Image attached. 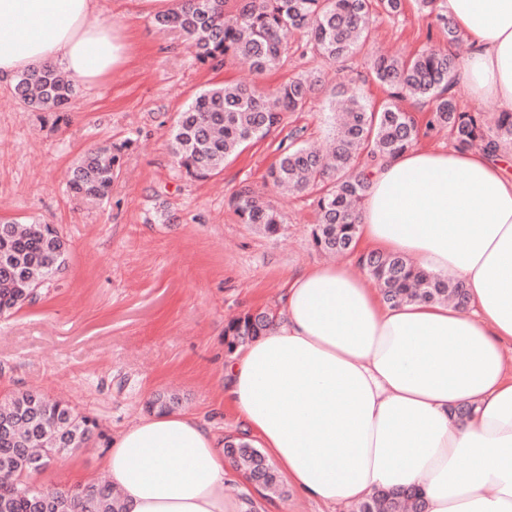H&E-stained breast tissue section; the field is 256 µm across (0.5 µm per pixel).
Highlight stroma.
<instances>
[{
    "instance_id": "stroma-1",
    "label": "stroma",
    "mask_w": 512,
    "mask_h": 512,
    "mask_svg": "<svg viewBox=\"0 0 512 512\" xmlns=\"http://www.w3.org/2000/svg\"><path fill=\"white\" fill-rule=\"evenodd\" d=\"M99 6L127 42L126 63L101 85H77L62 112L32 110L12 85H0V220L52 224L69 243L46 296L0 315V398L39 390L95 419L103 433L35 475L45 488L102 476L111 440L146 416L159 392L176 393L182 412L216 435L238 434L232 410L217 408L225 320L257 310L284 319L289 277L329 261L311 241L312 194H278L264 175L292 132L324 145V94L340 82V68L293 45L262 75L233 59L202 64L178 31L155 26L143 0ZM443 41L432 20L409 6L377 22L353 67ZM299 74L318 77L322 95L220 172L198 180L179 169L168 123L196 93L224 81L273 88ZM110 145L121 147L122 166L109 200L74 197L68 170L86 150ZM245 184L282 212L277 235L240 222L230 198Z\"/></svg>"
}]
</instances>
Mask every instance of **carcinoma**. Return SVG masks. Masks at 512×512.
<instances>
[{"mask_svg": "<svg viewBox=\"0 0 512 512\" xmlns=\"http://www.w3.org/2000/svg\"><path fill=\"white\" fill-rule=\"evenodd\" d=\"M404 0H241L233 15L224 0H185L181 10L155 16L161 30L182 32L201 63L233 58L261 74L277 65L288 48V37L304 34L303 51L330 63H345L359 54L380 14L401 13ZM417 11L432 18L448 46L462 35L448 17L445 0H412ZM461 61L447 49L428 45L409 57H380L368 64L366 75L343 79L326 102L333 128L323 155L291 141L269 168L276 189L309 191L316 195L314 245L336 254L353 252L357 212L368 185L367 169L387 157L413 148L420 136L448 131L457 150L475 147L497 156L512 147V112L487 120L481 112H464L451 94L458 83ZM381 86L386 97L373 101L363 89L349 86L368 81ZM318 79L296 77L268 91L257 85L215 84L200 92L175 120L171 149L179 167L205 178L224 168L247 143L263 139L283 124L286 114L304 108L317 91ZM16 97L39 110L60 111L74 93L73 80L55 68L20 74ZM430 106L419 121L409 104ZM121 152L109 146L90 150L69 171L67 185L74 196L89 202L109 198L121 168ZM232 203L244 224H256L269 234L283 224L280 213L244 186ZM13 221H0V315L34 304L45 295L65 264L67 246L58 229L39 224L20 234ZM359 264L392 305L416 300L462 305L463 284L415 267L399 254L368 252ZM276 318L250 313L224 325L226 356L267 335ZM179 405L174 394H157L148 410L158 414ZM96 422L38 392L23 391L0 402V512H123L112 487L93 480L76 487L42 488L32 482L35 461L57 458L87 448L94 441ZM224 455L249 482L277 496L287 494L274 463L246 434L224 438ZM419 490L379 492L353 505V512H424Z\"/></svg>", "mask_w": 512, "mask_h": 512, "instance_id": "cac0c4a2", "label": "carcinoma"}]
</instances>
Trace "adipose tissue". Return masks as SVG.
I'll return each mask as SVG.
<instances>
[{
    "label": "adipose tissue",
    "instance_id": "adipose-tissue-1",
    "mask_svg": "<svg viewBox=\"0 0 512 512\" xmlns=\"http://www.w3.org/2000/svg\"><path fill=\"white\" fill-rule=\"evenodd\" d=\"M459 80L512 112V0H447ZM126 59L98 0H0V82L46 65L95 85ZM480 148H414L375 169L356 253L461 281L463 306L387 304L347 263L293 275L286 316L224 371V397L304 497L347 507L421 488L427 512H512V174ZM471 407L458 417L459 407ZM103 469L124 512H251L243 473L188 414L121 431Z\"/></svg>",
    "mask_w": 512,
    "mask_h": 512
}]
</instances>
